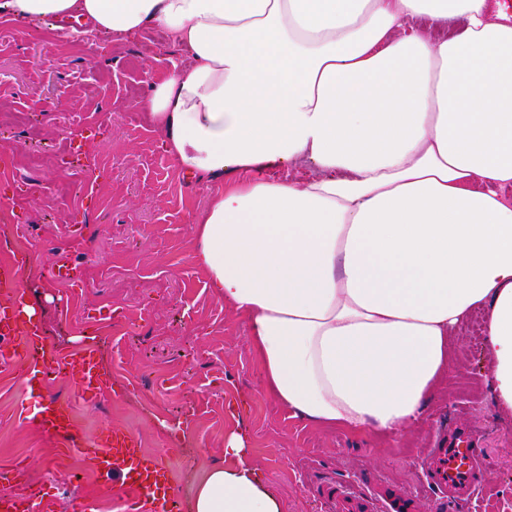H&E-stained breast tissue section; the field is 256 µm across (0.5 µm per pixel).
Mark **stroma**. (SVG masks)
I'll return each instance as SVG.
<instances>
[{"mask_svg": "<svg viewBox=\"0 0 512 512\" xmlns=\"http://www.w3.org/2000/svg\"><path fill=\"white\" fill-rule=\"evenodd\" d=\"M93 42L66 38L52 19H0V240L19 224L29 234L28 264L8 253L0 265L14 267L50 342L94 343L112 376L110 389L83 398L69 378L31 389L20 360L0 371V468L25 467L24 491L49 494L55 512L90 492L98 512H125L121 479L104 481L81 454L119 429L161 458L186 508L195 476L223 464L224 436L239 429L286 512H334L332 483L356 495L395 487L415 512H444L427 479L430 450L449 428L473 426L486 481L463 512H512V414L491 402L473 328L452 338L447 380L397 443L319 429L265 395L242 318L214 297L193 257V218L208 191L179 171L147 116L153 78L186 52L159 27ZM76 153L82 182L69 169ZM76 221L84 229L73 242ZM62 248L82 264L85 287L52 281ZM51 397L71 402L80 452L19 422L20 410L36 414Z\"/></svg>", "mask_w": 512, "mask_h": 512, "instance_id": "stroma-1", "label": "stroma"}]
</instances>
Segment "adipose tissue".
<instances>
[{
	"label": "adipose tissue",
	"mask_w": 512,
	"mask_h": 512,
	"mask_svg": "<svg viewBox=\"0 0 512 512\" xmlns=\"http://www.w3.org/2000/svg\"><path fill=\"white\" fill-rule=\"evenodd\" d=\"M186 47L146 105L203 181L194 256L246 325L265 392L327 430L401 437L485 315L512 410V15L489 0H0ZM307 167L303 181L259 178ZM245 432L190 512H284Z\"/></svg>",
	"instance_id": "adipose-tissue-1"
}]
</instances>
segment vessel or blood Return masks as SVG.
<instances>
[{"mask_svg": "<svg viewBox=\"0 0 512 512\" xmlns=\"http://www.w3.org/2000/svg\"><path fill=\"white\" fill-rule=\"evenodd\" d=\"M52 278L70 284L84 280L82 266L73 262L69 252H59L52 269ZM25 297L12 292L0 306V366L8 367L18 354H25L30 384H42L47 372L76 377L83 392L93 394L110 382L102 374L96 351L87 346L65 352L47 342L33 315L25 311ZM37 425L43 431L74 441V425L68 402L50 398L40 407ZM89 466L98 473H117L134 490L130 512H174L175 499L170 493L167 472L154 457L141 453L136 438L123 433H110L102 443L84 449ZM483 450L475 434L466 428L450 430L432 450L431 477L447 492L449 512H456L460 502L475 492L479 484ZM23 469H0V512H52V498L21 491ZM338 512H413L411 500L391 490L381 506L366 499L343 494L336 497Z\"/></svg>", "mask_w": 512, "mask_h": 512, "instance_id": "1", "label": "vessel or blood"}]
</instances>
